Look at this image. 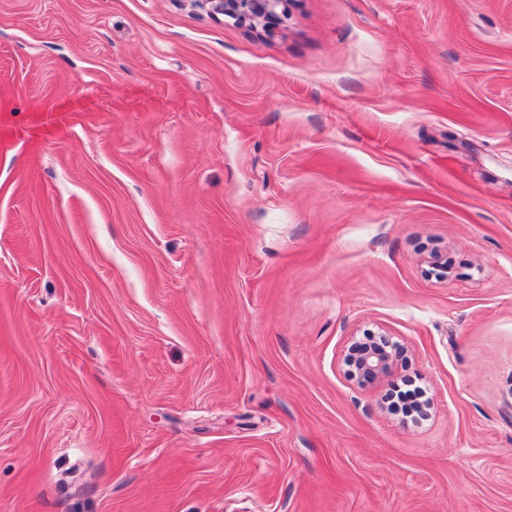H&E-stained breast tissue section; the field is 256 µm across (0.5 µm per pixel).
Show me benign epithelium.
I'll return each mask as SVG.
<instances>
[{
    "label": "benign epithelium",
    "instance_id": "benign-epithelium-1",
    "mask_svg": "<svg viewBox=\"0 0 512 512\" xmlns=\"http://www.w3.org/2000/svg\"><path fill=\"white\" fill-rule=\"evenodd\" d=\"M190 3L213 16L229 17L257 32L270 33L288 16L291 0H190ZM402 352L400 344L386 339L360 350L352 346L346 355L350 377L361 385L374 383L391 373Z\"/></svg>",
    "mask_w": 512,
    "mask_h": 512
}]
</instances>
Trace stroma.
I'll use <instances>...</instances> for the list:
<instances>
[{"mask_svg": "<svg viewBox=\"0 0 512 512\" xmlns=\"http://www.w3.org/2000/svg\"><path fill=\"white\" fill-rule=\"evenodd\" d=\"M0 512H512V0H0ZM292 0H190L192 7L247 23L257 32L271 33L288 16ZM402 352L400 344L386 339L360 350L351 346L346 355L350 377L361 385L374 383L391 373Z\"/></svg>", "mask_w": 512, "mask_h": 512, "instance_id": "1", "label": "stroma"}]
</instances>
